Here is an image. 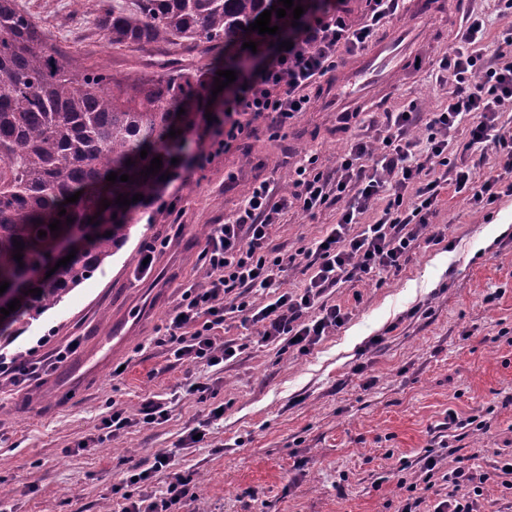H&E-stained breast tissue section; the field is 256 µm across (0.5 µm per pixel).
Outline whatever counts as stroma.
<instances>
[{"label": "stroma", "mask_w": 512, "mask_h": 512, "mask_svg": "<svg viewBox=\"0 0 512 512\" xmlns=\"http://www.w3.org/2000/svg\"><path fill=\"white\" fill-rule=\"evenodd\" d=\"M50 43L90 63L136 74L137 52L112 48L95 24L98 0H20ZM492 16V34L512 24L496 18L494 0H407L381 30L380 40L403 45L399 64L353 98L336 89L356 63L341 54L335 71L311 91L312 108L287 127L253 121L228 153L205 166H182L142 211L128 245L39 321L21 326L13 346L37 336L53 345L78 341L77 353L40 385L0 389V490L12 512H118L113 486L132 466L161 449H175L180 466L195 470L196 512H393L399 478L414 479L448 410L469 415L494 403L489 429L463 442L492 471L512 452V197L474 212L444 192L436 224L445 243L420 246L400 272L344 283L332 294L349 321L306 355L280 344H258L238 319L223 336L237 355L206 370V402L183 398L168 421L138 426L97 447L111 400L136 410L151 394L169 396L185 378L155 338L185 285L202 282L204 246L198 225L231 219L254 181L281 185L297 162L313 156L332 169L350 129L339 112L363 107L359 122L416 107L446 108L449 93L436 86L430 64L456 43L468 11ZM336 221L335 207L310 216L292 210L273 240L295 252ZM153 266L141 270L143 253ZM502 296L494 306L482 298ZM377 346H370L373 337ZM127 369L113 377L118 364ZM365 374H356L357 366ZM374 384H367V377ZM224 418L208 425L203 442H178L204 422L213 406Z\"/></svg>", "instance_id": "stroma-1"}]
</instances>
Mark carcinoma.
<instances>
[{
    "label": "carcinoma",
    "instance_id": "obj_1",
    "mask_svg": "<svg viewBox=\"0 0 512 512\" xmlns=\"http://www.w3.org/2000/svg\"><path fill=\"white\" fill-rule=\"evenodd\" d=\"M273 7L283 4L125 0L118 6L101 0L96 25L112 46L168 56L162 66L147 64L132 78L49 45L18 0H0V283L12 288L48 262L52 242L70 227L90 217L99 222L95 236L67 265L28 282L27 288L42 293L22 295L17 310L0 318V338L57 307L128 243L145 200L167 184L161 176L184 165L190 150L202 149L180 133L189 114L210 111L209 125L224 123V111L213 112L208 104L217 72L243 76L252 70L254 53L242 45L252 41L260 49L265 36L247 27ZM198 56L212 57L215 65H196ZM172 129L178 135L169 136ZM156 156L161 169L145 174ZM173 158L178 162L171 163ZM112 172L131 180L111 183L106 176ZM77 191L79 200L66 202ZM120 194L143 199L119 206ZM104 200L109 207L102 206ZM69 217L73 222H66ZM56 219L61 229L52 232L49 224ZM40 230L46 236L38 237ZM16 240L25 244L19 261L13 258Z\"/></svg>",
    "mask_w": 512,
    "mask_h": 512
}]
</instances>
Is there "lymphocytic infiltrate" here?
<instances>
[{
	"label": "lymphocytic infiltrate",
	"instance_id": "1",
	"mask_svg": "<svg viewBox=\"0 0 512 512\" xmlns=\"http://www.w3.org/2000/svg\"><path fill=\"white\" fill-rule=\"evenodd\" d=\"M345 0L311 16L291 37V49L279 50L248 83L226 99L224 126L215 139L231 150L252 121L285 125L309 111V90L335 70L340 51L367 49L379 28L399 12L405 0H367L360 22L349 23ZM488 17L469 13L457 42L439 62L454 94L446 109L419 114L385 113L373 134L356 133L332 170L318 168L315 158L298 165L293 188L278 194L268 182L256 185L232 220L211 225L201 260L203 283L186 286L171 309L157 345L174 362L194 368L218 367L236 355L233 341L219 336L227 316L253 329L259 343L283 342L285 348L309 354L325 336L344 326L349 313L330 303L335 288L374 274L400 270L420 244L437 245L443 231L436 216L443 186L453 187L477 211L512 197V128L501 123L512 106V26L489 36ZM422 135H415V128ZM465 137L453 143V134ZM492 152L489 173H477L474 156ZM336 205V222L310 244L288 254L272 244L276 226L296 208L316 215ZM308 262L303 287L285 288L284 274L297 255ZM265 292V303L249 300ZM46 337L23 350L0 346V379L26 388L41 383L49 368L73 353L72 348L42 355ZM169 404L146 397L137 412L113 405L103 426L119 436L140 425L167 420ZM421 477L399 479L394 512H482L488 474L470 456L443 438L421 458ZM136 491L120 497V512H182L197 499L196 473L179 466L172 451L156 452L148 467L132 471ZM165 475L162 494L145 493L157 475Z\"/></svg>",
	"mask_w": 512,
	"mask_h": 512
}]
</instances>
